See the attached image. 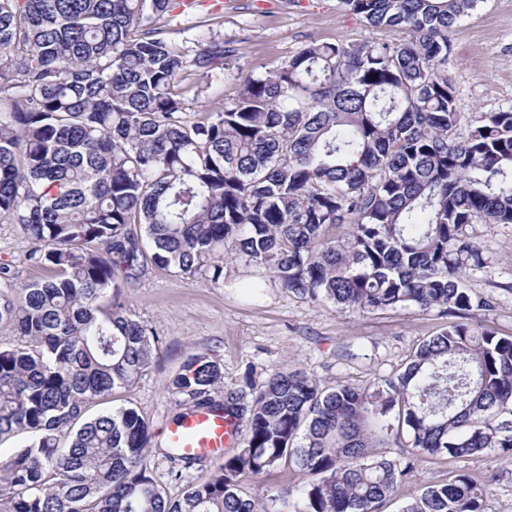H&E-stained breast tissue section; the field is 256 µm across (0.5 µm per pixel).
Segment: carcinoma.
<instances>
[{
	"label": "carcinoma",
	"instance_id": "1",
	"mask_svg": "<svg viewBox=\"0 0 512 512\" xmlns=\"http://www.w3.org/2000/svg\"><path fill=\"white\" fill-rule=\"evenodd\" d=\"M172 2L0 0V223L50 271L20 285L0 267V322L25 340L0 347V438L29 434L0 461V512H282L297 489L260 506L239 482L291 468L298 512H381L414 461L388 448L512 451V336L469 321L492 304L463 281L484 266L473 225L512 224V110L458 135L445 70L449 33L481 0H344L405 37L312 41L193 123L186 66L206 77L232 50L209 37L186 60L159 25ZM230 255L312 302L452 321L365 386L289 368L226 385L189 355L169 385L177 417L221 410L247 430L203 483L188 479L199 459L165 451L173 497L144 463L136 410L84 413L159 357L128 313V271L149 259L217 283ZM489 485L461 473L402 512H484Z\"/></svg>",
	"mask_w": 512,
	"mask_h": 512
}]
</instances>
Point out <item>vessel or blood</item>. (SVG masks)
<instances>
[{
  "label": "vessel or blood",
  "instance_id": "1",
  "mask_svg": "<svg viewBox=\"0 0 512 512\" xmlns=\"http://www.w3.org/2000/svg\"><path fill=\"white\" fill-rule=\"evenodd\" d=\"M240 437L238 425L224 414L202 410L187 414L165 431L167 447L189 457L219 458Z\"/></svg>",
  "mask_w": 512,
  "mask_h": 512
}]
</instances>
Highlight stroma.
Wrapping results in <instances>:
<instances>
[{
    "instance_id": "35a3bbf8",
    "label": "stroma",
    "mask_w": 512,
    "mask_h": 512,
    "mask_svg": "<svg viewBox=\"0 0 512 512\" xmlns=\"http://www.w3.org/2000/svg\"><path fill=\"white\" fill-rule=\"evenodd\" d=\"M168 37L186 56L200 39L214 34L232 54L211 79H198L200 93H188L183 116L193 121L232 104L246 76L272 70L313 40L324 42L398 41L399 33L370 27L346 11L341 0H175L164 19ZM447 74L459 100L463 125L478 124L490 112L512 108V0H481L450 34ZM476 242L487 263L469 272L473 296L491 300L492 310H472L500 334L512 336V224L477 225ZM31 244L16 225L0 224V265L16 279H43L44 269L29 259ZM262 283L261 292L251 290ZM134 317L154 332L160 357L133 384L99 398L87 417L134 408L148 423L155 446L146 456L150 475L169 485L167 459L158 451L163 427L178 408L168 391L187 356L208 353L223 368L226 384L250 377L262 385L271 369L297 367L322 386L365 384L401 373L411 354L448 319L440 309L415 307L364 313L330 303H312L275 286L268 270L226 261L224 279L175 273L147 263L123 284ZM459 473L494 475L485 512H512V455L495 451L459 458L419 456L399 499L383 512H399L424 488Z\"/></svg>"
}]
</instances>
